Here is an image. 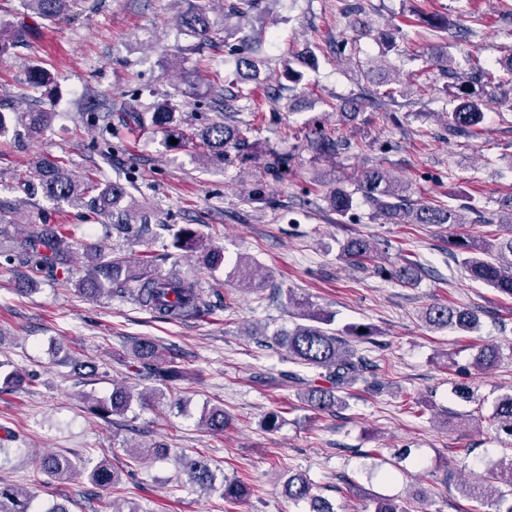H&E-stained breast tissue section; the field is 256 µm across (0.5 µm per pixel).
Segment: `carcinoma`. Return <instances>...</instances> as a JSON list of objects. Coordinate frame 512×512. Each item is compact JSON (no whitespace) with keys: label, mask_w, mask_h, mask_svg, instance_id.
I'll return each instance as SVG.
<instances>
[{"label":"carcinoma","mask_w":512,"mask_h":512,"mask_svg":"<svg viewBox=\"0 0 512 512\" xmlns=\"http://www.w3.org/2000/svg\"><path fill=\"white\" fill-rule=\"evenodd\" d=\"M25 2L27 11L31 14L45 22H53L78 6L80 0ZM257 6V0H236L223 9V12L211 17L206 9L193 4L187 5L180 15V24L185 35L192 39L189 51L193 54H204L215 45L214 37L229 29L231 19H243L248 11ZM20 38L19 27H0V57L11 54ZM506 78L512 80V57L497 69H490L481 62H476L465 84H455L459 104L447 115L448 130L468 136L477 135L479 125L484 119L483 108L486 101L495 96L496 90L504 85ZM25 83L35 90L53 84L54 77L46 69L32 66L28 70ZM55 116L56 113L49 108L0 111V136L16 126L26 129L32 137L38 136L51 126ZM151 123L163 129L167 137L177 140L179 145L193 139L199 141L203 148L201 159L204 161L224 158L230 148L239 153L249 148L245 128L228 126L222 122L198 131L181 128L176 112L167 100L155 105ZM308 148L317 155H326L336 151L337 144L315 132L308 139ZM37 177L43 194L51 200L75 207L86 206L97 216H120L115 224V229L119 231L126 229L129 222L140 218L134 206H121L128 192L117 181L102 182L90 177H78L54 163L39 167ZM356 192L371 203L376 218L390 224L442 226L467 223V216L461 208L414 203L409 185L394 178L382 167L365 170L358 181ZM328 199L330 207L339 217L346 216L353 208V193L342 187L330 188ZM498 224L501 234L495 242L462 234L448 240V249L454 259L465 267L471 279L512 298V199L509 200L508 209L500 215ZM172 238V245L178 250L193 251L202 246L197 232L189 227L175 229ZM19 250L34 274L45 267L59 271L64 276L69 274V268L64 263L66 242L51 228L37 236L20 240ZM376 250L373 240L352 237L340 246L338 258L349 266H364L373 260ZM421 274V264L413 260H406L391 270V276L409 288L417 285ZM232 275L238 285L251 290L265 287L268 279L265 270L245 258L235 261ZM129 283L136 284L137 297L159 319L186 316L204 318L210 314V308L202 302L194 282L159 273L153 260L147 256L134 259L100 251L95 254V265L76 281V287L89 297L120 296L125 293ZM301 316L308 323L276 333L271 343L288 356V361L317 370L318 376L329 383L327 387L317 386L310 390L307 403L311 409L344 407L346 400L341 392L360 380L372 367L365 357L357 355L354 347L356 342L370 340L372 328L367 327L361 332L356 326L351 330L352 336L346 338L329 328L332 319L324 313L308 311L301 313ZM422 318L433 329L454 328L470 331L479 324V317L475 312L457 310L444 304L428 306L422 312ZM501 360L499 347L486 343L482 346L475 365L486 370L497 366ZM146 368L156 380L164 383L182 377V371L176 363L162 359L158 347L149 340H144L135 347L132 372L137 374ZM162 396L163 392L159 389L135 395L125 387H118L112 390L110 397L91 398L89 402L90 409L107 421L111 417L125 415L134 400L148 405ZM491 420L496 430L506 435L503 444L512 447V390L497 397ZM200 423L207 430L222 432L228 418L224 408L215 406L203 411ZM131 456L136 460L147 457L165 460L171 456V449L163 443H146L133 449ZM182 466L193 484L205 491L218 488L215 486V474L206 464L184 459ZM41 469L49 479L63 481L69 479L78 466L66 457L46 455L41 459ZM89 477L100 487H113L120 481L119 472L106 460L95 465ZM218 489L225 501L233 503L243 500L249 491L248 485L239 477L224 479ZM285 493L296 504H310L308 512H334L328 502L312 494V483L302 475L288 478ZM464 495L477 503L475 512H512V453H506L491 463L486 468L482 481L466 486ZM0 512L40 510L30 492L0 484Z\"/></svg>","instance_id":"cac0c4a2"}]
</instances>
